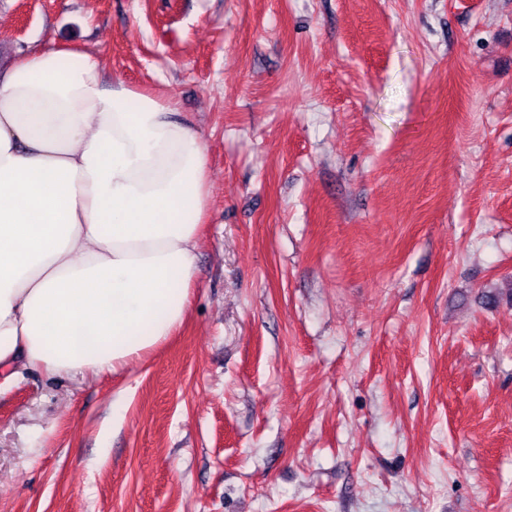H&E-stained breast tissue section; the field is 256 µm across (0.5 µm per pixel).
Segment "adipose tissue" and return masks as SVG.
<instances>
[{
  "mask_svg": "<svg viewBox=\"0 0 512 512\" xmlns=\"http://www.w3.org/2000/svg\"><path fill=\"white\" fill-rule=\"evenodd\" d=\"M210 195L201 131L100 57L0 70V377L114 374L173 336Z\"/></svg>",
  "mask_w": 512,
  "mask_h": 512,
  "instance_id": "ef3b65f1",
  "label": "adipose tissue"
}]
</instances>
